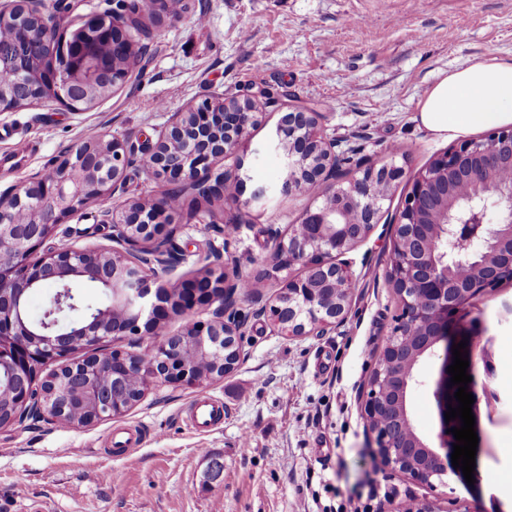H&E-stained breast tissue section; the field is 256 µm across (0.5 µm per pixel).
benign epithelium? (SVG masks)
<instances>
[{
    "label": "benign epithelium",
    "instance_id": "benign-epithelium-1",
    "mask_svg": "<svg viewBox=\"0 0 512 512\" xmlns=\"http://www.w3.org/2000/svg\"><path fill=\"white\" fill-rule=\"evenodd\" d=\"M138 0H120L112 19L84 14L73 19L78 31L108 23L122 27L133 18ZM29 92L43 82L33 58L14 61ZM62 67L48 77L57 98L72 102L75 89L94 82L96 68ZM286 109L270 146L281 151L288 177L284 193L314 197L297 224L272 232L263 274L298 266L272 299L244 288L248 277L208 269L176 283L169 278L177 261L169 228V197L152 204L127 199L103 211L110 247L47 245L52 233L88 203L113 194L124 182L133 156L150 161L148 173L191 197L224 199L241 213L261 201L257 188L244 199L240 171L218 172L221 158L247 148L258 123V102ZM321 113L293 99H275L261 88L224 100L204 99L178 112L156 141L79 142L36 181H21L0 194V427L27 417L67 428L91 426L125 415L156 386L199 387L229 374L244 360L238 342L242 322L238 301L255 305L273 330L289 339L323 336L343 324L351 309L353 275L343 256L362 244L376 224L394 226L386 276L399 299V313L384 340L370 376L359 392L360 415L372 435L381 463L430 488L448 475L455 437L446 421L448 406H458L450 383L452 346L458 314L484 289L512 279V127L464 140L415 172L401 208L384 215L382 202L402 177L393 161L352 170L339 142L321 132ZM54 284L58 310L83 311L65 324L45 317L28 319L22 307L35 290ZM104 288L109 303L84 311L73 288ZM189 314L186 329L160 333L170 314ZM131 339L137 351L108 350L106 344ZM444 352L433 384L439 431L421 437L407 407L410 390L422 384L418 366ZM39 375L42 367L70 356ZM136 372L140 390H126Z\"/></svg>",
    "mask_w": 512,
    "mask_h": 512
}]
</instances>
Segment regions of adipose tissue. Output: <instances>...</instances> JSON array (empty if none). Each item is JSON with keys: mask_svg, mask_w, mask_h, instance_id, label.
<instances>
[{"mask_svg": "<svg viewBox=\"0 0 512 512\" xmlns=\"http://www.w3.org/2000/svg\"><path fill=\"white\" fill-rule=\"evenodd\" d=\"M418 120L443 138L512 125V56L494 54L448 71L421 98Z\"/></svg>", "mask_w": 512, "mask_h": 512, "instance_id": "1", "label": "adipose tissue"}]
</instances>
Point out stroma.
<instances>
[{
    "mask_svg": "<svg viewBox=\"0 0 512 512\" xmlns=\"http://www.w3.org/2000/svg\"><path fill=\"white\" fill-rule=\"evenodd\" d=\"M168 5L144 39L147 63L88 111L57 101L0 112V192L45 170L89 133L124 140L158 136L173 113L243 85L288 92L320 112L325 133L354 161L373 162L396 148L407 175L451 145L416 119L417 104L439 76L512 54V0H187ZM278 108L263 106L244 153V194L270 188L263 207L226 227L223 202L193 219L190 204L171 215L180 248L172 279L225 264L255 275L270 232L298 223L312 200L282 195V156L266 142ZM31 149L14 166L18 139ZM399 180L384 212L407 191ZM164 189L132 162L115 194L58 227L52 241L103 244L98 215L124 200L153 201ZM392 225L378 224L350 251L351 311L324 336L286 339L249 302L240 346L245 359L224 378L197 388L165 387L125 416L67 429L45 420L0 428V512H402L414 501L432 512H512V281L486 289L462 312L473 340L478 396L480 480L449 476L429 488L376 458L357 404L398 313L386 277ZM439 367H421L426 385L408 407L417 431L434 436L430 385ZM206 395L224 403L223 423L198 431L183 407ZM141 434L139 447L112 454L119 430ZM220 462L212 475V462Z\"/></svg>",
    "mask_w": 512,
    "mask_h": 512,
    "instance_id": "stroma-1",
    "label": "stroma"
}]
</instances>
